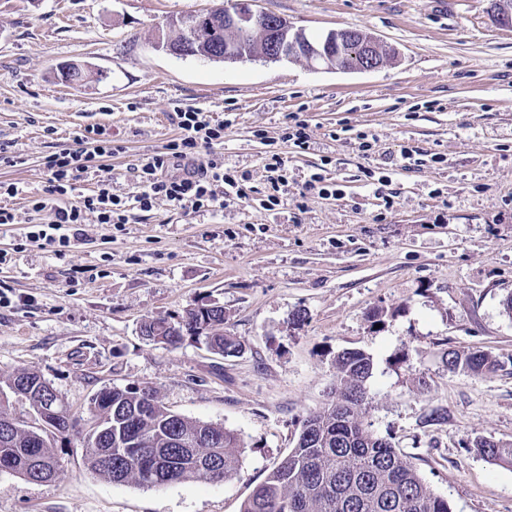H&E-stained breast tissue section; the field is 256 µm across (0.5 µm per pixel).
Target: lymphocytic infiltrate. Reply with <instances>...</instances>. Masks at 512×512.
<instances>
[{
	"label": "lymphocytic infiltrate",
	"mask_w": 512,
	"mask_h": 512,
	"mask_svg": "<svg viewBox=\"0 0 512 512\" xmlns=\"http://www.w3.org/2000/svg\"><path fill=\"white\" fill-rule=\"evenodd\" d=\"M179 137L146 157L139 171L140 193L135 201L142 210H151L155 200L165 199L185 212L222 205L224 199H249L250 175L225 168L224 159L214 153L215 145L224 141L223 125L211 124L201 112H177ZM209 149L207 159H200L201 149ZM111 135L101 127H91L78 134L75 145L43 159L48 174L42 196L30 198L33 211L52 210L50 223L34 225L28 237L45 241L58 249L69 248L82 240L81 226L86 214H96L102 224L127 223L126 204L112 195L110 177H101L96 191L85 195L79 187L84 173L94 162L118 154ZM182 168V175L170 176L171 168ZM72 197L71 205L60 207L56 197Z\"/></svg>",
	"instance_id": "obj_1"
}]
</instances>
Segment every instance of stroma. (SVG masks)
Returning <instances> with one entry per match:
<instances>
[{
    "mask_svg": "<svg viewBox=\"0 0 512 512\" xmlns=\"http://www.w3.org/2000/svg\"><path fill=\"white\" fill-rule=\"evenodd\" d=\"M219 2L0 0V143L18 159L0 165V181L20 189L0 197L15 214L0 227V385L36 369L84 422L102 388H154L170 411L238 433L239 472L115 484L86 468L79 439L59 440L51 480L0 472V512H240L324 406L336 356L351 348L374 363L365 423L451 512H512V467L471 447L512 443V29L489 0H254L311 39L353 28L390 54L359 72L155 48L172 19ZM68 63L88 72L82 85L62 79ZM179 109L224 123L219 150L251 174L249 199L190 214L159 199L119 227L90 213L61 256L26 240L52 218L28 206L47 186L43 156L106 128L122 147L106 161L112 192L133 200L143 158L178 136ZM296 119L308 150L283 138ZM273 152L288 199L270 211ZM319 169L335 195L300 199ZM370 170L388 176L383 190ZM208 303L223 305L237 356L141 332ZM472 349L501 369L449 370L448 352Z\"/></svg>",
    "mask_w": 512,
    "mask_h": 512,
    "instance_id": "obj_1",
    "label": "stroma"
}]
</instances>
